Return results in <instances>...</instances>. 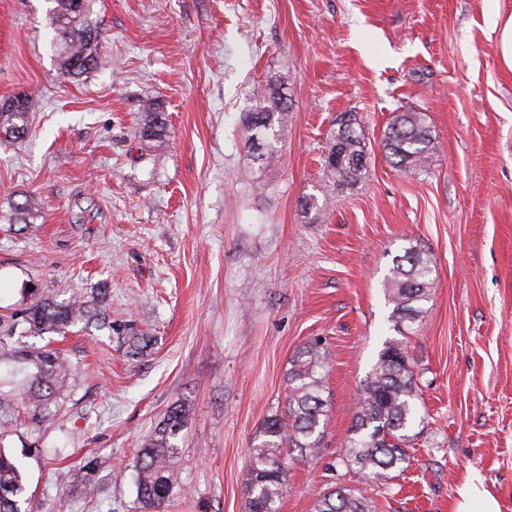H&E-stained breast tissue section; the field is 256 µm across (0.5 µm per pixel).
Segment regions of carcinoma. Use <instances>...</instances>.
Segmentation results:
<instances>
[{
  "instance_id": "obj_1",
  "label": "carcinoma",
  "mask_w": 512,
  "mask_h": 512,
  "mask_svg": "<svg viewBox=\"0 0 512 512\" xmlns=\"http://www.w3.org/2000/svg\"><path fill=\"white\" fill-rule=\"evenodd\" d=\"M48 25L60 39V70L77 80L90 74L97 65L101 30L93 20L94 0L87 8L74 7L75 0H48ZM32 101L13 97L11 104L0 103V139L16 140L28 130ZM145 116L138 130L149 140L166 135L167 128L157 104L147 101ZM287 101L272 87L255 91L253 108L243 113L242 123L251 138L262 141V151L254 163L268 166L278 158V143ZM337 129L324 160L336 185L348 187L366 177L368 147L358 118L346 113L336 122ZM381 146L394 167L402 171L422 170L429 164L435 148L425 119L419 112H400L390 121ZM434 267L421 248L411 245L393 260L384 283L387 303L393 305L391 318L396 330L414 323L422 313L420 303L434 287ZM33 299L11 315L0 329V360L8 358L12 369L0 376V512H22L25 486L14 459L3 450L13 432L18 406L24 405L34 423L51 421L60 411L59 400L78 383L79 371L69 359L53 349L22 345L27 336L65 335L70 328L93 321L112 329L107 313L109 288L101 284L66 299L43 291L31 292ZM322 354L318 344L301 347L288 372L285 410L276 411L262 427L263 440L253 448L250 467L248 512H276L275 505L286 487L288 460L295 452L308 457L318 454V427L325 413ZM417 397L414 372L404 348L391 343L381 352L370 376L359 390L355 402L352 438L341 462L368 474L375 481L393 479L392 472L403 470L409 462L407 450ZM190 409L172 406L163 421L144 443L136 469L137 498L143 508L158 512L168 500L176 481L175 464L181 448L176 440L188 421ZM317 512H371L359 489L335 488L317 504Z\"/></svg>"
}]
</instances>
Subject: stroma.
Segmentation results:
<instances>
[{
  "mask_svg": "<svg viewBox=\"0 0 512 512\" xmlns=\"http://www.w3.org/2000/svg\"><path fill=\"white\" fill-rule=\"evenodd\" d=\"M489 0H96L99 64L59 69L46 0H0V100L33 107L0 145V319L29 287L110 288L113 325L34 338L83 380L51 424L19 421L4 444L31 512H144L134 473L171 406L190 408L162 512H247L251 450L283 407L295 352L319 341L321 454L289 462L278 512H316L329 490L373 512H451L478 473L512 512V72ZM283 88L280 159L252 163L241 116L255 86ZM168 130L138 136L145 100ZM424 113L435 151L402 171L380 146L394 113ZM356 113L368 174L339 189L323 158ZM316 198L318 210L305 207ZM31 202L34 224L10 223ZM418 243L435 286L408 335L383 293ZM401 342L419 397L408 468L387 483L341 465L355 396ZM100 494L86 495L83 466Z\"/></svg>",
  "mask_w": 512,
  "mask_h": 512,
  "instance_id": "35a3bbf8",
  "label": "stroma"
}]
</instances>
